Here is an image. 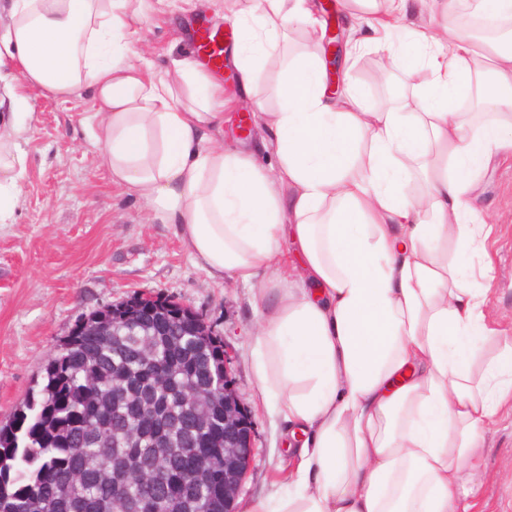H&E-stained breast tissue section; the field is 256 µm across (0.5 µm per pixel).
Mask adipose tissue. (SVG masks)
<instances>
[{"mask_svg":"<svg viewBox=\"0 0 512 512\" xmlns=\"http://www.w3.org/2000/svg\"><path fill=\"white\" fill-rule=\"evenodd\" d=\"M139 2L7 0L0 59L24 85L86 91L113 184L176 225L211 277L253 287L259 386L303 442L288 483L247 512H473L483 434L512 404V336L448 250L484 251L492 230L468 197L512 151V36L477 48L455 26L458 0H337L348 52L372 47L389 68L431 75L413 111L373 108L348 79L329 91L318 0H249L231 50L244 91L285 30L316 46L285 64L276 109L256 116L277 158L268 169L250 149L212 142L220 85L187 61L176 83L131 62ZM427 9L441 10L442 28L407 24ZM6 95L0 224L18 202L25 157L14 145L28 118L25 98ZM471 96L494 115L461 111Z\"/></svg>","mask_w":512,"mask_h":512,"instance_id":"adipose-tissue-1","label":"adipose tissue"}]
</instances>
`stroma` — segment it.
I'll use <instances>...</instances> for the list:
<instances>
[{"mask_svg":"<svg viewBox=\"0 0 512 512\" xmlns=\"http://www.w3.org/2000/svg\"><path fill=\"white\" fill-rule=\"evenodd\" d=\"M230 0H144L131 36L156 69L191 58L192 23L206 19L224 25ZM302 48L298 29H290L274 55L258 65L252 94L237 80L224 84L226 147H254L257 138L236 133L245 107L262 101L275 107V88L283 64ZM385 63L366 49L349 66L370 104L380 106L428 81L427 72L393 71L387 82L373 76ZM31 117L19 148L25 172L19 203L10 223L0 224V422L43 385V367L75 322L90 312L137 294H160L190 306L222 336L234 356L233 376L256 428V457L237 508L268 497L287 482L290 455L286 424L261 392L255 370L257 314L250 288L231 279L216 280L182 247L176 227L151 221L149 209L131 190L113 186L102 148L90 133V97H58L24 89ZM473 207L492 217L487 242L493 259L490 317L512 334V156L477 179ZM478 512H512V411L501 410L484 436L474 471Z\"/></svg>","mask_w":512,"mask_h":512,"instance_id":"35a3bbf8","label":"stroma"}]
</instances>
